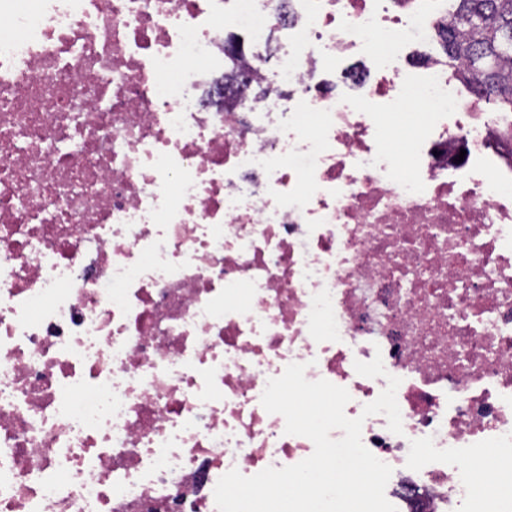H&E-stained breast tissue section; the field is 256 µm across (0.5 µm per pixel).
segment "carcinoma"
<instances>
[{"mask_svg":"<svg viewBox=\"0 0 512 512\" xmlns=\"http://www.w3.org/2000/svg\"><path fill=\"white\" fill-rule=\"evenodd\" d=\"M448 26L440 32L448 67L458 77L512 112V0H452Z\"/></svg>","mask_w":512,"mask_h":512,"instance_id":"1","label":"carcinoma"}]
</instances>
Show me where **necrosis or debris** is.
<instances>
[{
	"instance_id": "obj_1",
	"label": "necrosis or debris",
	"mask_w": 512,
	"mask_h": 512,
	"mask_svg": "<svg viewBox=\"0 0 512 512\" xmlns=\"http://www.w3.org/2000/svg\"><path fill=\"white\" fill-rule=\"evenodd\" d=\"M447 21L0 0V512H218L314 451L261 404L292 363L351 418L400 378L402 434L361 433L397 512H512V113L431 51Z\"/></svg>"
}]
</instances>
